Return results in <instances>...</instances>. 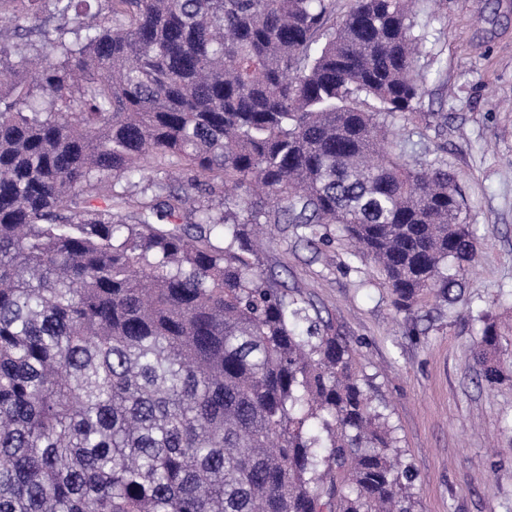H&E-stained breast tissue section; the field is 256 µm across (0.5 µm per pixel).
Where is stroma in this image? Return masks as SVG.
<instances>
[{
    "label": "stroma",
    "mask_w": 512,
    "mask_h": 512,
    "mask_svg": "<svg viewBox=\"0 0 512 512\" xmlns=\"http://www.w3.org/2000/svg\"><path fill=\"white\" fill-rule=\"evenodd\" d=\"M416 33L432 79L425 109L448 126L406 152L445 144L461 189L463 216L481 254L456 300L426 298L411 313L335 226L307 247L295 230L273 228L262 267L313 301L351 340L366 386L410 467L413 512H512V372L481 383L473 350L487 312L512 321V0H422Z\"/></svg>",
    "instance_id": "1"
}]
</instances>
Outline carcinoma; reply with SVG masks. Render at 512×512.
<instances>
[{
  "mask_svg": "<svg viewBox=\"0 0 512 512\" xmlns=\"http://www.w3.org/2000/svg\"><path fill=\"white\" fill-rule=\"evenodd\" d=\"M0 512H412L350 341L255 226L335 225L410 313L480 243L412 0H0ZM155 158L181 177L144 180ZM173 228H168V225ZM481 381L505 378L481 316Z\"/></svg>",
  "mask_w": 512,
  "mask_h": 512,
  "instance_id": "cac0c4a2",
  "label": "carcinoma"
}]
</instances>
